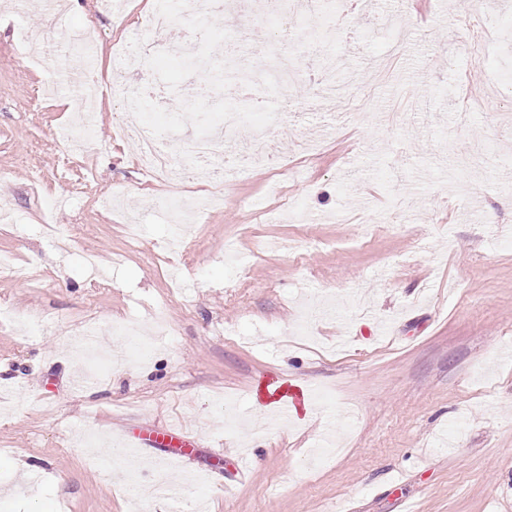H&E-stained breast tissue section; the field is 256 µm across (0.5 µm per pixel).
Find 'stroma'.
Returning <instances> with one entry per match:
<instances>
[{
  "label": "stroma",
  "mask_w": 512,
  "mask_h": 512,
  "mask_svg": "<svg viewBox=\"0 0 512 512\" xmlns=\"http://www.w3.org/2000/svg\"><path fill=\"white\" fill-rule=\"evenodd\" d=\"M80 2L54 26L49 73L15 48L43 11L0 6V252L23 271L0 276V306L52 316L25 336L0 322V394L20 400L0 410V512H126L129 473L101 479L80 434L110 448L166 421L200 439L174 468L172 512H396L400 495L416 512H512V0H369L336 46L352 104L313 101L306 58L274 160L231 173L175 250L156 207L168 187L112 134L118 100L97 105V149L65 150L80 96L69 33L92 26L104 72L116 42L198 44L148 29L150 0L118 27ZM225 19L242 58L288 45ZM114 188L118 215L97 204ZM62 192L66 254L41 224ZM296 208L307 223L287 219ZM88 251L106 270L95 282ZM129 319L138 334L113 335ZM88 326L107 355L87 363L71 341ZM270 378L318 398L288 422L258 411ZM236 454L251 466L239 482Z\"/></svg>",
  "instance_id": "obj_1"
}]
</instances>
